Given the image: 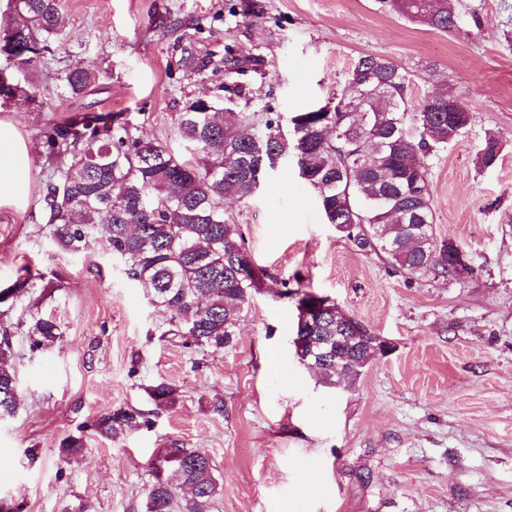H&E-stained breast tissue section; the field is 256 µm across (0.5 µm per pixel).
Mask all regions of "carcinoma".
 I'll use <instances>...</instances> for the list:
<instances>
[{"label":"carcinoma","instance_id":"carcinoma-1","mask_svg":"<svg viewBox=\"0 0 512 512\" xmlns=\"http://www.w3.org/2000/svg\"><path fill=\"white\" fill-rule=\"evenodd\" d=\"M404 18H426L431 27L451 32L459 15L453 0H378ZM60 0H13L10 23L0 29V53L21 67L32 66L49 50L61 27ZM198 72H224V97L197 98L179 113L183 138L200 154L184 161L163 144L135 135L121 112L82 113L44 132L49 154L59 159L58 176L43 195L47 223L58 244L71 253L86 251L98 239L127 266V275L147 290L153 304L171 315L170 333L187 336L198 348L221 351L230 343L244 305L264 287L266 273L256 266L238 227L224 217V201L243 200L281 160H290L318 196L328 224L362 252L385 255L393 269L450 286L463 281L448 263V239L434 224L430 185L419 156L448 143L470 123L467 111L455 113L448 128L444 93L413 103L409 72L375 55L359 57L347 75L346 90L334 105L304 108L288 121L267 112L256 130L254 113L243 111V86L235 77L248 60L233 46L224 55H196L183 47ZM373 79L367 80V74ZM75 95L97 82L96 74L73 69L64 76ZM21 99L42 106L32 84L23 86L0 71V102ZM357 101L364 121L353 124L348 104ZM500 143L489 138L477 154L482 169L496 166ZM297 304L320 301V315L295 323L297 336L343 334L353 318L337 311L329 298L312 291L283 292ZM360 342L358 369L376 358L372 333ZM38 350L60 336L50 317L34 316L28 325ZM300 363L336 383L359 374L346 363L319 362L296 353ZM155 406L172 405L177 390L166 382L147 389ZM18 410L17 374L10 336H0V418ZM146 413L118 408L93 423L112 438L140 424ZM218 493L211 458L194 448H168L156 465L145 512H212Z\"/></svg>","mask_w":512,"mask_h":512}]
</instances>
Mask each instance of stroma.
Returning <instances> with one entry per match:
<instances>
[{
  "instance_id": "1",
  "label": "stroma",
  "mask_w": 512,
  "mask_h": 512,
  "mask_svg": "<svg viewBox=\"0 0 512 512\" xmlns=\"http://www.w3.org/2000/svg\"><path fill=\"white\" fill-rule=\"evenodd\" d=\"M64 28L31 68L42 106H0L33 151L21 204L0 203V304L18 376L19 410L0 420V500L22 512H144L154 465L172 445L212 460L214 512H512V0H456L458 27L434 30L376 0H62ZM250 59L248 109L289 114L327 104L358 57L389 58L412 78L413 100L443 90L471 116L456 139L421 158L438 233L468 254L463 286L394 273L326 224L296 170L267 171L252 197L225 203L256 264L275 285L245 305L219 352L169 332L155 307L100 241L74 255L54 240L42 208L57 174L43 133L86 112H121L139 136L196 160L178 128L192 99L217 93L182 47ZM98 72L75 95L62 72ZM497 165L479 169L489 137ZM329 297L390 349L355 382L325 385L294 356L292 298L276 286ZM61 335L34 351L31 314ZM167 382L173 407L147 389ZM223 403L216 413L215 403ZM143 410L146 424L106 439L102 413ZM84 440L65 457L62 441Z\"/></svg>"
}]
</instances>
